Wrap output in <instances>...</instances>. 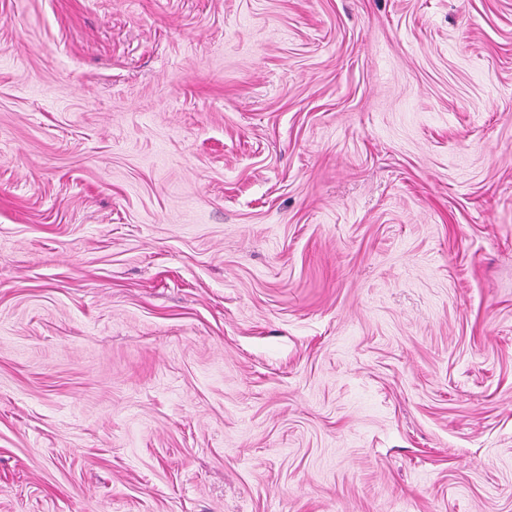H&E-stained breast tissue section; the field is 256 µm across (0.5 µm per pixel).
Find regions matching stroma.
Wrapping results in <instances>:
<instances>
[{"instance_id":"1","label":"stroma","mask_w":512,"mask_h":512,"mask_svg":"<svg viewBox=\"0 0 512 512\" xmlns=\"http://www.w3.org/2000/svg\"><path fill=\"white\" fill-rule=\"evenodd\" d=\"M0 512H512V0H0Z\"/></svg>"}]
</instances>
